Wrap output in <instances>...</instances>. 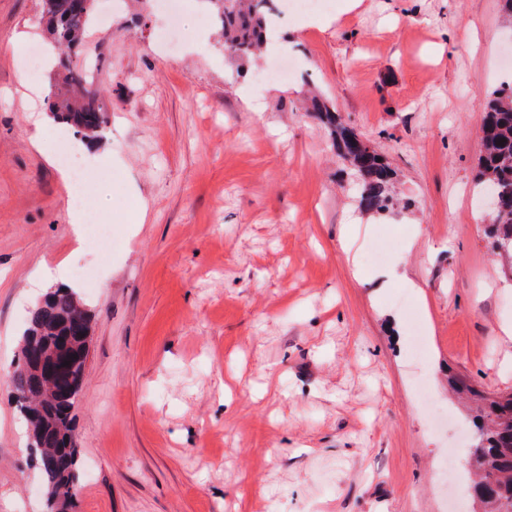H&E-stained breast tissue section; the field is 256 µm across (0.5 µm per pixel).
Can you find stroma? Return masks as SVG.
Returning a JSON list of instances; mask_svg holds the SVG:
<instances>
[{
	"label": "stroma",
	"mask_w": 512,
	"mask_h": 512,
	"mask_svg": "<svg viewBox=\"0 0 512 512\" xmlns=\"http://www.w3.org/2000/svg\"><path fill=\"white\" fill-rule=\"evenodd\" d=\"M112 2L74 55L106 111L92 147L120 160L92 191L105 251L76 241L33 145L56 69L26 87L14 37L51 53L39 0H0V512H45L3 373L42 270L72 267L99 277L74 512H473L469 475L439 483L476 440L449 376L512 391V272L476 180L487 96L512 80L501 0H334L275 17L246 62L200 0L174 51L158 0ZM279 57L292 77L257 81ZM310 88L390 162L389 212L360 209Z\"/></svg>",
	"instance_id": "35a3bbf8"
}]
</instances>
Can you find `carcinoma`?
Instances as JSON below:
<instances>
[{"label": "carcinoma", "instance_id": "1", "mask_svg": "<svg viewBox=\"0 0 512 512\" xmlns=\"http://www.w3.org/2000/svg\"><path fill=\"white\" fill-rule=\"evenodd\" d=\"M83 0H41L42 16L54 40L72 49L84 39L92 15ZM209 16L224 38V47L240 58L260 52L273 14L272 0H204ZM62 85L54 93L49 109L54 119L76 133L94 140L105 122L102 96L86 88L87 77L76 71L73 58L59 61ZM312 111L331 130L332 146L344 155L354 141V128L340 121L335 111L320 99H311ZM505 142H500V139ZM483 153L479 159V183L496 188L503 202L491 212V248L512 271V82L494 90L482 118ZM353 172L359 179V207L374 214L395 205V171L375 148H360L353 156ZM508 243L506 250L498 245ZM90 314L76 293L57 288L29 313L20 340V354L36 349L51 352L67 349L79 353L82 327ZM10 381L19 411L30 428L42 433L37 458L49 456L55 467L40 474L49 492L46 512H70L79 479L75 448L74 408L77 400H66L68 378L49 385L37 375L11 374ZM450 387L460 394L479 398L476 427L479 435L466 465L473 471V497L481 512H512V393L493 397L482 394L465 381L451 377Z\"/></svg>", "mask_w": 512, "mask_h": 512}]
</instances>
